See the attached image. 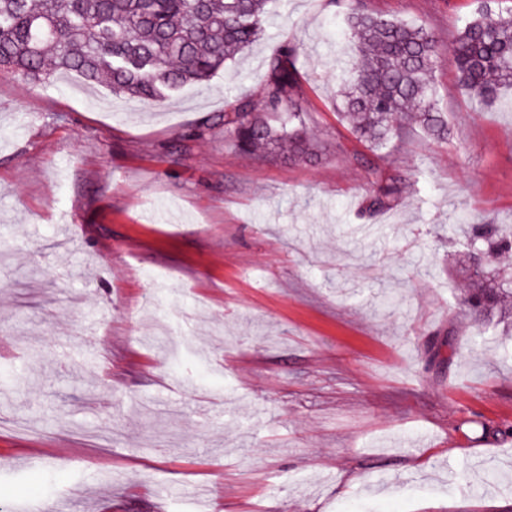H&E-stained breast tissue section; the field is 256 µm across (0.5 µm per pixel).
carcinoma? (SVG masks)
<instances>
[{"label":"carcinoma","mask_w":512,"mask_h":512,"mask_svg":"<svg viewBox=\"0 0 512 512\" xmlns=\"http://www.w3.org/2000/svg\"><path fill=\"white\" fill-rule=\"evenodd\" d=\"M267 0H0V72L49 84L75 72L105 80L112 93L160 102L188 83H203L234 53L263 33ZM351 57L339 90L344 114L358 138L380 150L402 133L409 113L431 135L442 138L448 123L433 82L440 41L423 24L364 13L347 2ZM293 43L278 47L259 101L241 96L224 109V130L244 153L262 150L288 159L315 156L304 114L293 97L298 80ZM448 53L461 92L491 107L512 89V6L508 0H480L474 14L448 38ZM278 125H273L270 119ZM375 187L366 212L374 216L395 205L400 180L369 170ZM474 265L491 276L467 283L465 301L485 315L512 298V278L494 267L512 253V234L495 224L471 225Z\"/></svg>","instance_id":"carcinoma-1"}]
</instances>
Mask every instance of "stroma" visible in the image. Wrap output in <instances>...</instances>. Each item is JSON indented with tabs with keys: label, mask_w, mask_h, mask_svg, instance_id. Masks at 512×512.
<instances>
[{
	"label": "stroma",
	"mask_w": 512,
	"mask_h": 512,
	"mask_svg": "<svg viewBox=\"0 0 512 512\" xmlns=\"http://www.w3.org/2000/svg\"><path fill=\"white\" fill-rule=\"evenodd\" d=\"M360 6L444 43L476 3ZM267 9L160 104L0 75V512H512V336L465 312L448 230L512 224V108L475 107L445 54L447 139L409 121L370 150L340 115L345 0ZM286 40L306 161L224 132ZM372 167L403 187L373 217ZM150 290L190 315L161 340Z\"/></svg>",
	"instance_id": "35a3bbf8"
}]
</instances>
